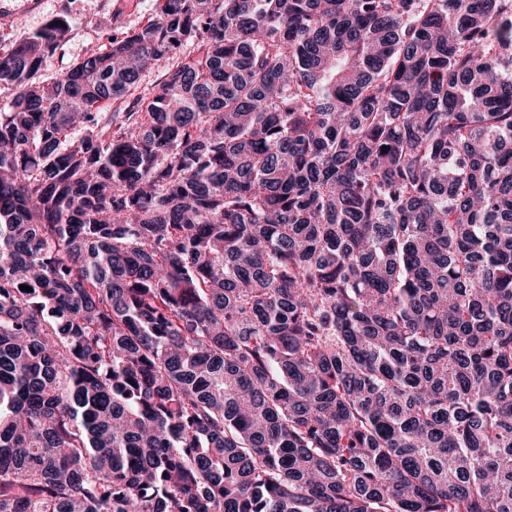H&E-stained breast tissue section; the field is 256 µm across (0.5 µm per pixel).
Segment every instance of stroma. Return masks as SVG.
Instances as JSON below:
<instances>
[{
	"label": "stroma",
	"instance_id": "stroma-1",
	"mask_svg": "<svg viewBox=\"0 0 512 512\" xmlns=\"http://www.w3.org/2000/svg\"><path fill=\"white\" fill-rule=\"evenodd\" d=\"M158 4L159 0H0V14L17 22L15 28L0 30V55L41 31L54 17H65L71 34L65 44L45 55L40 69L43 79H57L90 48H108L112 35L134 31L154 19Z\"/></svg>",
	"mask_w": 512,
	"mask_h": 512
}]
</instances>
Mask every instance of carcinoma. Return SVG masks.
Segmentation results:
<instances>
[{
    "instance_id": "cac0c4a2",
    "label": "carcinoma",
    "mask_w": 512,
    "mask_h": 512,
    "mask_svg": "<svg viewBox=\"0 0 512 512\" xmlns=\"http://www.w3.org/2000/svg\"><path fill=\"white\" fill-rule=\"evenodd\" d=\"M68 33L0 57V512H512V0ZM162 75V69H153L151 72L146 73L142 78L138 88L129 95L124 101L110 102L108 104H102V107L98 109V112H118L119 109L128 110L135 99L140 95H145L148 90L160 79Z\"/></svg>"
}]
</instances>
